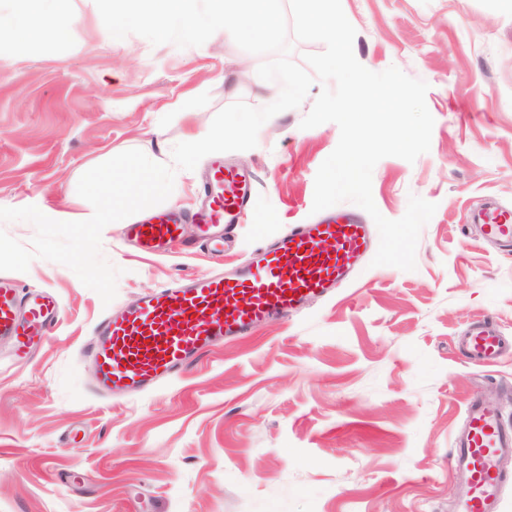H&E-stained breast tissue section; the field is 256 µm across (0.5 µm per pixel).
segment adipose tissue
Returning a JSON list of instances; mask_svg holds the SVG:
<instances>
[{"label":"adipose tissue","mask_w":512,"mask_h":512,"mask_svg":"<svg viewBox=\"0 0 512 512\" xmlns=\"http://www.w3.org/2000/svg\"><path fill=\"white\" fill-rule=\"evenodd\" d=\"M68 0H13L6 22L0 23V53L11 50L21 39H34L46 31L70 37L77 20L67 7Z\"/></svg>","instance_id":"adipose-tissue-1"}]
</instances>
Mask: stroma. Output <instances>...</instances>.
Segmentation results:
<instances>
[{"label":"stroma","instance_id":"obj_1","mask_svg":"<svg viewBox=\"0 0 512 512\" xmlns=\"http://www.w3.org/2000/svg\"><path fill=\"white\" fill-rule=\"evenodd\" d=\"M353 51L374 72L395 66L428 85L431 145L415 162L386 157L372 174L380 213L416 195L437 210L416 268L363 265L334 296L285 322L224 343L154 389L101 396L85 350L98 322L176 278L239 263L295 224L315 220L314 180L337 124L301 128L322 85L225 153L258 191L232 250L145 255L106 226L102 253L120 268L111 303L68 267L34 259L25 291L56 294L62 313L24 365L0 343V512H453L448 465L469 398L504 400L512 355L469 364L459 341L488 320L512 338V253L481 244L471 211L512 208V0H341ZM72 37L46 34L0 54V207L51 219L93 214L77 183L127 150L171 163L242 100L275 101L264 58L216 38L185 49L97 27L95 0H69ZM202 168L177 171L160 210L197 206Z\"/></svg>","mask_w":512,"mask_h":512}]
</instances>
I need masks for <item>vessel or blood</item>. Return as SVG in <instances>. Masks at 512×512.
Listing matches in <instances>:
<instances>
[{
  "instance_id": "obj_1",
  "label": "vessel or blood",
  "mask_w": 512,
  "mask_h": 512,
  "mask_svg": "<svg viewBox=\"0 0 512 512\" xmlns=\"http://www.w3.org/2000/svg\"><path fill=\"white\" fill-rule=\"evenodd\" d=\"M255 191L249 174L214 159L202 185L203 202L191 216L196 243L223 248L225 234L246 216ZM470 220L483 237L512 245V210L489 204L472 212ZM124 232L142 250L161 252L183 244L185 228L179 214L162 211L126 225ZM370 249L368 225L340 212L315 224L293 225L232 272L198 274L146 293L97 326L88 352L98 391L112 398L150 390L221 342L298 314L308 301L331 296L348 282ZM59 311L53 293L25 292L14 279L0 277V340L8 342L13 359L27 360L44 343ZM460 348L467 359L484 365L507 352L503 336L488 325L474 327ZM453 447L452 464L462 482L457 512H499L505 478L498 459L512 452V426L500 404L469 400Z\"/></svg>"
}]
</instances>
